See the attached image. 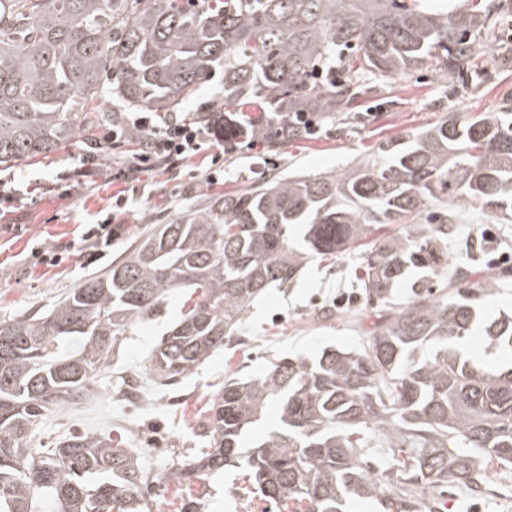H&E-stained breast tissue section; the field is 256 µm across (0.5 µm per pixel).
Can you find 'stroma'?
I'll return each instance as SVG.
<instances>
[{"instance_id": "stroma-1", "label": "stroma", "mask_w": 512, "mask_h": 512, "mask_svg": "<svg viewBox=\"0 0 512 512\" xmlns=\"http://www.w3.org/2000/svg\"><path fill=\"white\" fill-rule=\"evenodd\" d=\"M506 51L512 53V10L500 16L492 35L483 40L479 77L460 82L428 71L408 72L377 81L375 94L359 106L360 122L327 123L319 135L287 142L276 155L244 138L232 152L215 140L195 157L139 173L134 166L140 149L130 141L105 150L97 167L83 163L91 139L103 138L113 120L127 116L126 110L113 108L111 94H104L93 104L97 124L85 125L64 147L9 169L21 194L10 202L0 200V323L47 309L107 271L151 225L202 210L216 195L288 173L340 172L377 159L382 144L448 113L512 107V67L499 64ZM216 156L224 162V176L218 180L213 177ZM116 196L126 199L125 210L113 209ZM107 218L115 231L112 247L88 262L71 245L84 225ZM476 243L484 262L508 274L504 287L484 297L485 313L511 310L512 219L501 212L474 214L456 225L445 273L471 265ZM38 247L55 249L61 262L35 264L32 251ZM365 251L361 245L330 259H311L294 284L266 289L223 351L170 387L156 385L148 369L159 327L152 321L140 324L113 359L111 377L95 378L91 398L43 416V443L75 432L121 440L136 452L149 476L144 512H279L245 490L244 474L234 466L187 484L169 481L167 475L196 459L201 425L210 418L213 397L225 380L258 375L278 359L311 357L328 346L360 348L376 321L377 307L357 288ZM438 512H512V466L491 467L476 488L449 486Z\"/></svg>"}]
</instances>
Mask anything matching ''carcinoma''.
<instances>
[{"label": "carcinoma", "mask_w": 512, "mask_h": 512, "mask_svg": "<svg viewBox=\"0 0 512 512\" xmlns=\"http://www.w3.org/2000/svg\"><path fill=\"white\" fill-rule=\"evenodd\" d=\"M494 28L484 0L447 11L422 0H0V165L69 142L105 87L130 110L168 115L218 68L234 108L224 134L275 154L307 136L300 114L317 124L354 112L366 72L474 71ZM381 152L340 173L219 194L151 228L48 311L0 323V512H141L139 458L97 433L37 448L46 412L88 399L123 337L161 316L174 291L184 311L149 365L165 386L224 349L264 289L389 224L403 232L375 239L365 258L359 288L379 309L361 348L224 381L210 448L170 479L240 464L257 493L292 512H346L355 499L435 512L425 489L512 465V314L481 325L488 362L461 348L502 272L486 268L473 285L461 268L450 293L426 285L449 226L512 210V111L451 112ZM409 274L411 295L394 301ZM271 401L278 426L246 442Z\"/></svg>", "instance_id": "obj_1"}]
</instances>
